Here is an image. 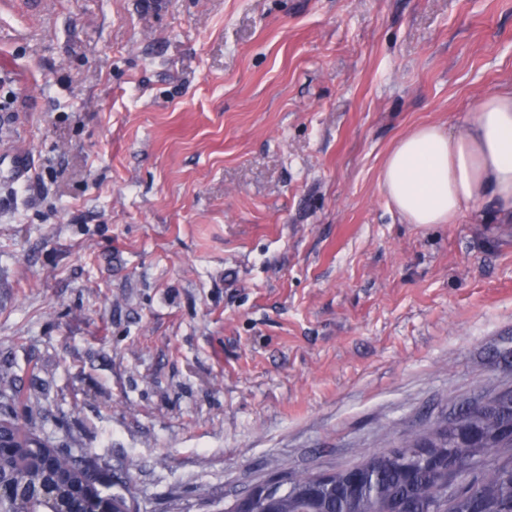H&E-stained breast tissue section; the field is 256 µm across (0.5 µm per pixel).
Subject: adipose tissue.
Segmentation results:
<instances>
[{"label": "adipose tissue", "mask_w": 512, "mask_h": 512, "mask_svg": "<svg viewBox=\"0 0 512 512\" xmlns=\"http://www.w3.org/2000/svg\"><path fill=\"white\" fill-rule=\"evenodd\" d=\"M381 184L413 224H450L464 210L492 203L512 219V89L485 97L458 134L424 125L388 154Z\"/></svg>", "instance_id": "ef3b65f1"}]
</instances>
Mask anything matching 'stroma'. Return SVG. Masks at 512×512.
<instances>
[{"label": "stroma", "instance_id": "35a3bbf8", "mask_svg": "<svg viewBox=\"0 0 512 512\" xmlns=\"http://www.w3.org/2000/svg\"><path fill=\"white\" fill-rule=\"evenodd\" d=\"M42 2L0 0V371L108 492L223 512L512 388V222L380 181L512 86V0Z\"/></svg>", "mask_w": 512, "mask_h": 512}]
</instances>
